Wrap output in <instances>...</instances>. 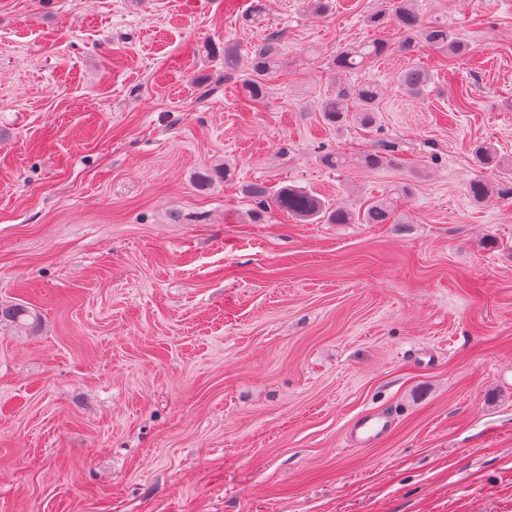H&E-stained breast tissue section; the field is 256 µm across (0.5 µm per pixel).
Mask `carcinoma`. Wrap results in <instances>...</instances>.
Returning <instances> with one entry per match:
<instances>
[{
	"label": "carcinoma",
	"instance_id": "cac0c4a2",
	"mask_svg": "<svg viewBox=\"0 0 512 512\" xmlns=\"http://www.w3.org/2000/svg\"><path fill=\"white\" fill-rule=\"evenodd\" d=\"M408 2L410 0H396L390 14L380 10L368 15V26L383 28L387 23L395 22L406 34L404 42L399 46V51L404 53L414 51L416 44L420 42L453 57H460L468 52L467 45L447 26L425 24L423 18L408 6ZM278 40V35L270 34L262 45L253 49L246 60L247 77L243 81V87L249 100L255 104L264 101L268 79L281 65ZM389 52L391 48L387 41L374 38L343 49L336 55L333 64L338 71L358 73L363 71L368 62L379 59ZM431 83L432 77L428 71L418 66L408 67L400 75L403 90L413 98L424 97L429 92ZM354 96L357 99L356 112L360 125L365 128L372 127L379 112L381 87L365 78L356 86ZM320 112L323 121L330 126L345 122L350 112L347 95L339 93L325 99L320 106ZM473 153L480 164L504 171V179L499 184L498 193L503 197L512 198V164H505L495 150L484 142L474 145ZM227 175V166H210L198 172L195 184L198 189L204 190L216 179ZM465 190L475 202H482L489 196V186L481 178L470 180ZM405 191V186L393 188L357 215L341 204H334L312 191L293 185L254 184L249 187L248 195L260 211L276 210L302 223L318 221L325 224H351L359 220L363 224H385L393 214L396 196ZM3 320L21 328H34L38 324L36 313L21 303L0 305V322Z\"/></svg>",
	"mask_w": 512,
	"mask_h": 512
}]
</instances>
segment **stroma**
Masks as SVG:
<instances>
[{
    "label": "stroma",
    "instance_id": "1",
    "mask_svg": "<svg viewBox=\"0 0 512 512\" xmlns=\"http://www.w3.org/2000/svg\"><path fill=\"white\" fill-rule=\"evenodd\" d=\"M391 3L0 0V303L42 321L0 325V512H512V199L465 192L502 175L475 143L512 160V0H413L468 55L336 74L403 40L364 23ZM274 30L257 106L224 45ZM363 77L377 126L326 125ZM385 141L398 163L362 167ZM249 183L353 210L408 191L386 224H305L256 218ZM392 50L387 41L374 38L343 49L336 55L333 64L337 71L358 73L363 71L368 62L379 59ZM432 77L418 66L406 68L400 75V84L410 97L422 98L429 92ZM323 121L330 126L339 125L349 117L350 107L346 94H337L325 99L321 106ZM392 421L391 415L383 411L364 413L350 423L349 440L357 447L375 444L388 434Z\"/></svg>",
    "mask_w": 512,
    "mask_h": 512
}]
</instances>
